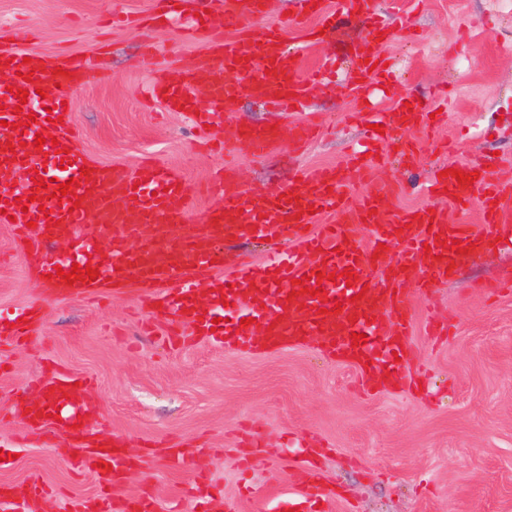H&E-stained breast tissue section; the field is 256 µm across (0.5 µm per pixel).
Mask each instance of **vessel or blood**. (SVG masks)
<instances>
[{"mask_svg":"<svg viewBox=\"0 0 512 512\" xmlns=\"http://www.w3.org/2000/svg\"><path fill=\"white\" fill-rule=\"evenodd\" d=\"M206 8L204 25L217 38L199 69L170 68L151 87V94L170 112L193 115L197 125H224L242 97L258 99L272 112L305 109L310 78L301 75L298 56L286 51L279 27L256 29L252 17L262 14L266 0H224L220 11ZM356 18L368 24L370 39L389 41L394 33L373 9V0H355ZM320 18L326 35L340 28L341 13L327 0H302L290 19L306 27L309 18ZM234 38H226V31ZM380 52L356 54L351 80L388 85ZM91 59H67L55 65L46 57H26L24 51H0V224L11 223L24 245L26 267L44 274L48 296L76 295L91 287H106L116 279L148 290L146 305L169 316L165 339L178 349L210 341L239 353L300 344L304 337L317 339L329 357L357 367L366 390H374L372 367L403 381V364L412 350L408 343L414 294L447 280L467 259L479 256L501 241L512 238V182L491 175L488 159L465 165L474 182H457L455 174L436 171L428 185L430 194L446 192L451 200L478 204L483 225L473 231L448 220L444 208H417L403 212L389 224L376 214L392 200L389 187L353 197L345 190L352 176H364L374 155L350 152L342 165L317 169L294 182L288 192H228L218 207L209 209L194 231L181 229L189 202L198 194L197 184L179 172L155 163L141 162L130 173L104 163H94L79 150L71 110L78 83L99 77ZM207 78L208 107L197 110L190 93L200 78ZM28 93L19 103L14 89ZM393 120L407 130L435 127L428 113L397 103ZM51 132L56 144L35 146L37 134ZM316 133L304 124L289 129L247 125L232 138L212 141L214 150L227 155L266 156L281 140L301 144ZM14 153H6L7 144ZM45 170L46 186L36 185L37 170ZM76 180L71 193L59 195L61 183ZM330 221L317 223V215ZM354 224L370 225L369 242L352 234ZM285 237V249L271 253L261 266L224 276L220 245L231 239ZM108 251H101V239ZM66 246L56 254L54 244ZM397 245L400 252L391 273L374 278L365 270L380 244ZM91 265L100 272L95 280L79 277L67 284L55 268L70 271L73 265ZM335 277L342 294L310 296L315 275ZM243 307L249 325L224 319L225 304ZM44 306L0 313V355L19 344H31L43 322ZM366 340L353 344V334ZM78 377L48 369L45 375L17 393L9 416L27 429L42 431L47 443L69 448L74 466L93 472L101 494L75 500L70 512H159L148 494L114 496L118 474L131 466H145L146 457L132 459L114 450L91 428L88 419L96 406L85 399ZM47 489L31 477L22 496L0 493V512H40ZM189 495L206 502V512H237L203 476L195 477Z\"/></svg>","mask_w":512,"mask_h":512,"instance_id":"b4317fda","label":"vessel or blood"}]
</instances>
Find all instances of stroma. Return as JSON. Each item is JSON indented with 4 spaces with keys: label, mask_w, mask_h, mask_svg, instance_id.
I'll list each match as a JSON object with an SVG mask.
<instances>
[{
    "label": "stroma",
    "mask_w": 512,
    "mask_h": 512,
    "mask_svg": "<svg viewBox=\"0 0 512 512\" xmlns=\"http://www.w3.org/2000/svg\"><path fill=\"white\" fill-rule=\"evenodd\" d=\"M298 8L299 0H267L251 24L281 25L301 69L332 57L335 75L311 87L306 111L270 112L245 99L219 133L232 136L241 124L320 123L326 131L300 147L284 140L263 158H239L231 190L284 191L317 167L339 164L366 138L367 105L389 113L399 100L413 99L433 111L434 91L447 86L455 97L433 134L389 127L370 182L352 189L396 187L384 223L435 203L452 223L478 229L477 208L434 199L427 183L442 166L488 155L494 174L512 181V0H377L375 11L399 31L381 47L393 73L386 94H354L345 85L364 27L315 45L287 23ZM157 12V0H0V46L97 55L104 79L74 93L78 147L124 171L151 158L203 186L188 206L192 226L223 201L208 185L225 158L200 149L191 118L166 111L146 91L167 68L196 67L213 35L202 30L185 41L191 14L162 21ZM149 43L160 46L159 55H143ZM406 140L419 148L416 165L400 161L396 148ZM510 278L512 243L416 294L407 369L419 384L371 394L357 386L354 366L322 356L311 339L254 354L207 341L169 349L164 317L141 308L133 284L105 288L101 300L56 298L47 301L40 329L45 343L4 356L0 411L46 362L89 377L88 394L100 408L95 428L150 455L116 494L148 491L171 507L206 474L239 512H271L276 496L301 494L315 472L334 495L335 512H512V291L482 289ZM43 294L24 270L12 227L0 224V311L42 301ZM429 316L448 335H427ZM173 443L200 444L198 460L172 465L160 450ZM0 451L8 455L0 484L22 489L31 476L42 478L49 490L42 512H64L69 498L99 490L93 474L75 473L57 448L18 424L0 421Z\"/></svg>",
    "instance_id": "stroma-1"
}]
</instances>
